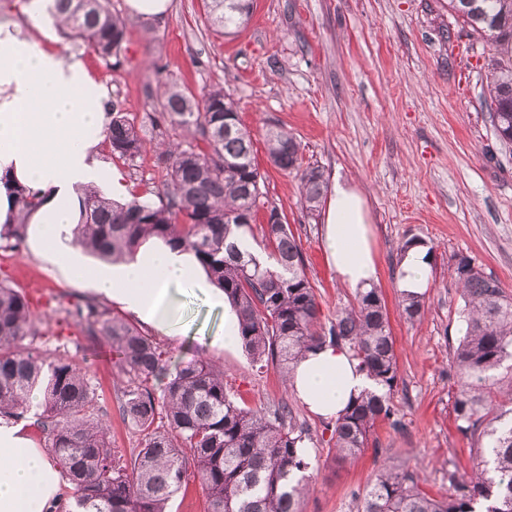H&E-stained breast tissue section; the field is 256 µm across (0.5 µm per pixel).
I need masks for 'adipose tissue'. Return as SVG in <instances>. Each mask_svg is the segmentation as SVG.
<instances>
[{
  "instance_id": "obj_1",
  "label": "adipose tissue",
  "mask_w": 512,
  "mask_h": 512,
  "mask_svg": "<svg viewBox=\"0 0 512 512\" xmlns=\"http://www.w3.org/2000/svg\"><path fill=\"white\" fill-rule=\"evenodd\" d=\"M88 80L81 60L40 47L17 25L0 24V223L11 207V185L39 191L45 200L29 220L33 251L74 282L165 330L176 315L168 301L172 286L206 290L218 304L224 294L209 286L193 253L165 243L110 273L80 261L73 241L83 190L103 181L125 189L123 173L96 157L105 114L83 102L80 92ZM323 224L325 250L340 283L355 292L372 288L379 268L358 184L335 181ZM397 277L403 293H423L430 285L426 249L406 251ZM289 386L312 413L330 419L373 390L374 382L346 349L326 345L295 363ZM22 429V422L0 419V512H48L62 477Z\"/></svg>"
}]
</instances>
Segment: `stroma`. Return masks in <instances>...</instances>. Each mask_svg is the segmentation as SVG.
<instances>
[{
    "mask_svg": "<svg viewBox=\"0 0 512 512\" xmlns=\"http://www.w3.org/2000/svg\"><path fill=\"white\" fill-rule=\"evenodd\" d=\"M125 17L122 64L113 69L81 42L65 38L51 18L28 23L19 0H0V21L17 23L41 46L82 60L90 89L120 103L140 130L145 148L123 172L130 193L154 202L163 190L166 162L159 143L173 132L154 109L158 79L194 93L220 85L238 104L250 130L265 198L300 238L305 272L321 304V325L354 299L343 288L323 245V220L299 204V179L270 161V128L291 133L304 162L326 180L340 177L365 191L378 288L385 300L398 365L393 403L404 428L379 424L381 454L365 451L336 465L323 420L298 403L276 366L256 372L242 348L213 346L224 330V309L197 288L177 289L180 317L161 339L175 359L207 356L224 367V381L246 405L275 409L291 404L309 426L308 452L319 467L301 512H350L351 494L364 489L389 462L417 468L433 493H450L448 464L469 471L472 441L458 432L448 359L460 333L461 305L454 284L457 256L473 259L512 292V145L501 142L485 100L497 56L477 36L462 34L448 0H254L236 35L209 29L202 0H172L161 19L130 16L126 0H112ZM431 252L425 314L402 316L396 270L407 240ZM21 287L47 330V349L68 344L73 331L61 310L91 297L59 269L35 255L0 251V279ZM86 366L112 420V448L129 455L136 436L124 423L117 391L123 377L104 349Z\"/></svg>",
    "mask_w": 512,
    "mask_h": 512,
    "instance_id": "obj_1",
    "label": "stroma"
}]
</instances>
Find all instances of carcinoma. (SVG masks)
Segmentation results:
<instances>
[{
	"mask_svg": "<svg viewBox=\"0 0 512 512\" xmlns=\"http://www.w3.org/2000/svg\"><path fill=\"white\" fill-rule=\"evenodd\" d=\"M206 20L220 35L247 24L252 0H203ZM63 33L81 41L107 66L120 63L127 24L111 0H44ZM456 20L480 34L496 54L490 81V114L495 135L512 143V0H448ZM156 109L178 137L168 141L165 191L159 204L135 197L116 202L96 187L85 189L76 243L114 261L133 257L148 238L192 251L210 281L224 290L236 312L239 340L252 362L278 366L288 378L307 350L324 343L346 348L376 390L360 396L325 423L335 459L344 463L373 448L376 424L398 429L393 398L398 368L388 313L380 291L356 293L324 328L320 303L304 272L295 233L285 221L263 228L259 249L242 251L237 241L256 220L262 176L250 132L238 106L222 86L197 96L175 82H160ZM232 132H224L225 126ZM104 143L113 158L131 164L144 149L134 119L112 105ZM268 155L279 169L299 176L300 204L312 214L327 192L323 170L302 165L300 147L284 130L267 135ZM15 210L0 227V250L20 252L39 192L18 184ZM454 281L463 302L464 331L449 363L455 386L453 414L458 430L476 445V464L459 475L448 461L452 493L436 497L419 473L385 464L361 493L353 512H512V294L501 282L460 256ZM413 322L424 304L401 300ZM78 334L116 355L124 381L123 420L138 435L130 459L112 451L108 412L76 354L47 356L21 346L46 336L29 298L0 280V415L33 412L30 428L74 490L73 504L49 512H167L179 489L199 484L205 512H299L308 487L305 448L309 428L283 405L268 412L239 402L227 390L224 370L199 357L174 362L165 346L124 316L86 299L62 309Z\"/></svg>",
	"mask_w": 512,
	"mask_h": 512,
	"instance_id": "1",
	"label": "carcinoma"
}]
</instances>
